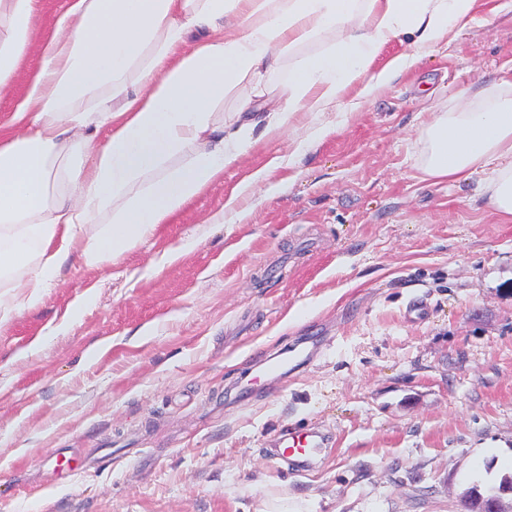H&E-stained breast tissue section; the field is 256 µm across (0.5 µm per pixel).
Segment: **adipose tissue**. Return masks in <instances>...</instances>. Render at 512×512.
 <instances>
[{
  "instance_id": "1",
  "label": "adipose tissue",
  "mask_w": 512,
  "mask_h": 512,
  "mask_svg": "<svg viewBox=\"0 0 512 512\" xmlns=\"http://www.w3.org/2000/svg\"><path fill=\"white\" fill-rule=\"evenodd\" d=\"M476 0H0V94L24 97L0 119V323L42 302L71 259L98 269L176 221L242 153L300 112L335 111L450 41ZM319 53L298 47L324 34ZM407 36L413 53L373 69ZM295 51L262 119L221 108ZM38 65L25 70L28 56ZM421 173L451 184L483 173L500 223H512V81L463 91L423 129Z\"/></svg>"
}]
</instances>
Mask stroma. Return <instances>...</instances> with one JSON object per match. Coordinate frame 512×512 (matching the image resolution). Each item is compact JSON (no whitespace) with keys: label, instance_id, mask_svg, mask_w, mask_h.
Segmentation results:
<instances>
[{"label":"stroma","instance_id":"1","mask_svg":"<svg viewBox=\"0 0 512 512\" xmlns=\"http://www.w3.org/2000/svg\"><path fill=\"white\" fill-rule=\"evenodd\" d=\"M510 74L512 0H476L449 45L347 94L314 147L290 123L137 249L71 261L0 324V512H244L264 490L460 512L512 474V223L481 175L420 173L430 114ZM288 429L327 439L307 471L270 454Z\"/></svg>","mask_w":512,"mask_h":512}]
</instances>
